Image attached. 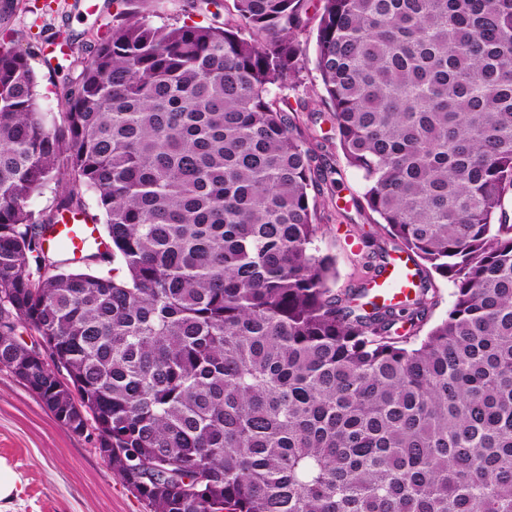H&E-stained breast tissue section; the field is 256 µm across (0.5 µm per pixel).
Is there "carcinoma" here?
<instances>
[{"label": "carcinoma", "mask_w": 512, "mask_h": 512, "mask_svg": "<svg viewBox=\"0 0 512 512\" xmlns=\"http://www.w3.org/2000/svg\"><path fill=\"white\" fill-rule=\"evenodd\" d=\"M113 4L58 123L0 46V368L150 512H512V0H321L336 139L419 276L389 305L314 247L332 168L280 96L309 0L207 27ZM67 214L104 217L123 277L44 248ZM434 288L436 293V305L429 313L428 322L423 328L425 331L428 330L432 324L446 315L453 301V290L447 282L436 278L434 282Z\"/></svg>", "instance_id": "obj_1"}]
</instances>
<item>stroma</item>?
Returning a JSON list of instances; mask_svg holds the SVG:
<instances>
[{
  "mask_svg": "<svg viewBox=\"0 0 512 512\" xmlns=\"http://www.w3.org/2000/svg\"><path fill=\"white\" fill-rule=\"evenodd\" d=\"M94 12L75 0H0V43L29 52L37 77L38 110L46 118L65 110L63 80L78 58L87 56L112 25V0H97ZM191 0H143L141 9L157 25L185 20L212 23L211 13L194 11ZM70 44L68 55L46 61L41 53L52 41ZM323 89L313 63H305L300 82L288 90L298 126L323 162L341 174L339 184H323L316 196L321 253L336 260V291L360 284L382 265L373 247L388 255L396 249L367 206L360 175L348 167L336 140V125L321 101ZM0 457L20 474L21 499L9 512H149L122 478L99 455L92 437L60 423L39 397L0 369Z\"/></svg>",
  "mask_w": 512,
  "mask_h": 512,
  "instance_id": "stroma-1",
  "label": "stroma"
}]
</instances>
